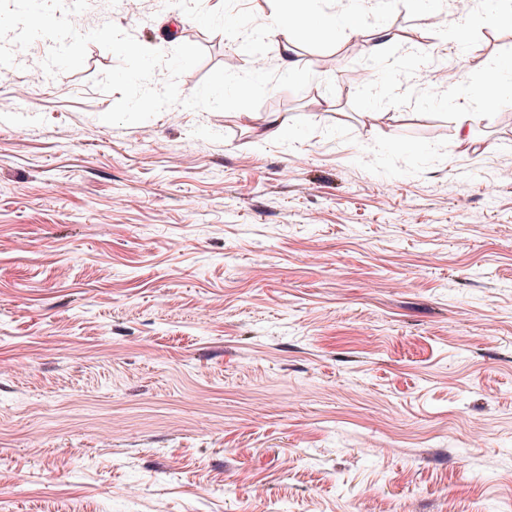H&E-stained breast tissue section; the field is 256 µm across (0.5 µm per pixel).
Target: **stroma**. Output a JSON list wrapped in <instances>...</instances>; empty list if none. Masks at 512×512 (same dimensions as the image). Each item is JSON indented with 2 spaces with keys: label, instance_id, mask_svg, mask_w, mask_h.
Masks as SVG:
<instances>
[{
  "label": "stroma",
  "instance_id": "35a3bbf8",
  "mask_svg": "<svg viewBox=\"0 0 512 512\" xmlns=\"http://www.w3.org/2000/svg\"><path fill=\"white\" fill-rule=\"evenodd\" d=\"M289 0H89L87 29L218 67L311 70L257 110L102 116L117 57L0 73V500L10 512H506L512 26L365 0L358 34L267 30ZM392 38L379 42L378 29ZM461 30L466 52L445 41ZM419 63L405 69V53ZM371 70L378 94L352 82ZM28 87L21 103L19 87ZM470 116L468 144L457 115ZM288 135L267 137L269 117ZM511 78H505L502 70L492 68L486 83L478 91L464 82H458L451 88L450 92L456 99L479 100L486 107L493 108L492 103L502 99L507 89L506 81L508 80L511 84ZM488 91H490L491 97Z\"/></svg>",
  "mask_w": 512,
  "mask_h": 512
}]
</instances>
